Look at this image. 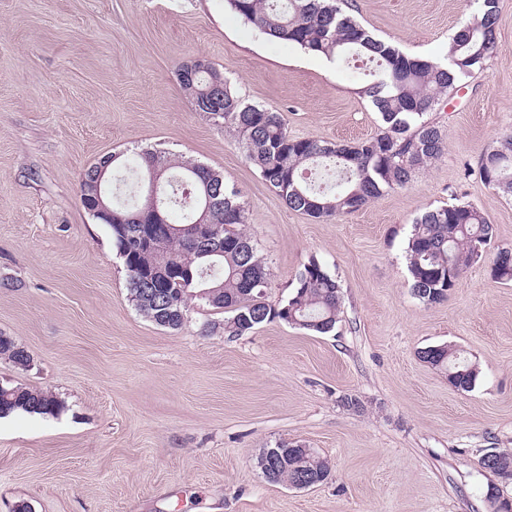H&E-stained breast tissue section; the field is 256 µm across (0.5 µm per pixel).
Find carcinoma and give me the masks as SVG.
Listing matches in <instances>:
<instances>
[{
	"mask_svg": "<svg viewBox=\"0 0 512 512\" xmlns=\"http://www.w3.org/2000/svg\"><path fill=\"white\" fill-rule=\"evenodd\" d=\"M344 0H225V7L268 39L291 44L306 53L338 62L355 55L369 65V79L359 88L379 114L383 130L353 145L290 135L280 115L248 104L230 81L205 58H198L193 77L180 79L192 106L208 104V117L234 134L246 160L291 210L328 221L359 210L368 202L406 186L416 170L441 157L444 132L426 119L441 97L466 78L487 68L499 51L498 0H482L472 20L452 36L442 58L401 52L377 39L341 8ZM121 182L139 169L140 185L123 197L109 195V229L124 260L130 299L135 309L157 326L177 330L196 306L228 313L224 333L242 336L260 325L283 321L316 335L335 329L342 306L336 279L316 258L303 263L294 292L279 306L265 302L270 271L252 238L242 229L245 208L239 191L217 171L150 149L137 153L135 163L114 154L90 167L80 185L93 188L98 167ZM158 176L162 215L171 232L146 234L156 224L144 214L149 175ZM470 174L486 186L512 195V132L485 152ZM218 236L222 253L208 254L204 239ZM494 237V225L470 203L423 212L416 218L406 247L412 294L427 304L447 299L462 272L482 258ZM169 278L157 284L163 297L145 296L144 279L160 269ZM496 280L512 281V250L496 253L491 265ZM0 358L25 370L29 352L12 337L0 335ZM423 362L442 369L448 382L468 390L479 375L478 365L450 344L420 351ZM63 408L53 393L22 385H0V416L21 411L52 415ZM272 483L294 486L302 476L323 483L328 462L302 445L281 442Z\"/></svg>",
	"mask_w": 512,
	"mask_h": 512,
	"instance_id": "cac0c4a2",
	"label": "carcinoma"
}]
</instances>
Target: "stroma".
<instances>
[{
	"instance_id": "stroma-1",
	"label": "stroma",
	"mask_w": 512,
	"mask_h": 512,
	"mask_svg": "<svg viewBox=\"0 0 512 512\" xmlns=\"http://www.w3.org/2000/svg\"><path fill=\"white\" fill-rule=\"evenodd\" d=\"M497 56L428 119L448 152L405 187L318 221L289 209L237 138L194 111L179 65L208 59L246 102L291 135L352 143L382 125L356 69L319 66L228 11L224 0H0V333L31 358L0 359V384L55 393V415L0 419V512H491L480 466L512 451V282L490 266L512 248V196L470 169L512 131V0H500ZM344 11L416 56L443 57L474 0H348ZM142 149L223 174L283 303L311 257L343 298L331 334L281 321L245 336L192 310L178 330L140 315L107 225L81 205L84 172ZM469 202L495 227L447 300L407 285L406 246L424 210ZM453 344L477 363L469 390L423 362ZM357 398L362 408L345 406ZM281 441L314 449L327 482H269L258 459Z\"/></svg>"
}]
</instances>
